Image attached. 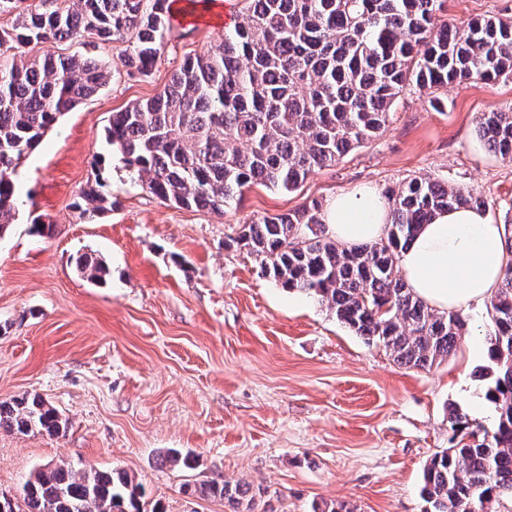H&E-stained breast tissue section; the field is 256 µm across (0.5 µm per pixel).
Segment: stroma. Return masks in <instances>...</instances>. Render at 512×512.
Returning a JSON list of instances; mask_svg holds the SVG:
<instances>
[{"mask_svg": "<svg viewBox=\"0 0 512 512\" xmlns=\"http://www.w3.org/2000/svg\"><path fill=\"white\" fill-rule=\"evenodd\" d=\"M149 76L112 77L65 114L17 172L22 201L0 240V401L37 395L66 421L57 436L0 430V493L47 463L122 469L165 512H224L193 494L209 481H245L260 512H424V468L451 445L458 408L472 425L497 413L484 352L487 306L467 313L455 351L427 370L396 362L306 293L282 288L236 242L240 225L294 211L365 184L377 191L429 177L471 189L497 224H512V162L476 134L481 113L512 106V78L449 85L443 107L406 92L391 124L293 192L254 185L224 215L177 208L131 179L105 137L114 112L158 94L189 55L231 29L244 0L219 7L178 0ZM101 178L112 209L93 223L73 203ZM51 224L31 233L34 219ZM102 258L103 284L76 259ZM176 450L194 468L163 464Z\"/></svg>", "mask_w": 512, "mask_h": 512, "instance_id": "35a3bbf8", "label": "stroma"}]
</instances>
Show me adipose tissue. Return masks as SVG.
Wrapping results in <instances>:
<instances>
[{
    "label": "adipose tissue",
    "instance_id": "obj_1",
    "mask_svg": "<svg viewBox=\"0 0 512 512\" xmlns=\"http://www.w3.org/2000/svg\"><path fill=\"white\" fill-rule=\"evenodd\" d=\"M324 222L337 242L351 246L384 237L388 201L375 189L358 187L328 204ZM512 253L503 225L470 207L437 212L402 250L399 267L413 293L440 311H466L491 297Z\"/></svg>",
    "mask_w": 512,
    "mask_h": 512
}]
</instances>
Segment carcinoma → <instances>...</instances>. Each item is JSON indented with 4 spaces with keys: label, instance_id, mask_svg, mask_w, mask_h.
I'll list each match as a JSON object with an SVG mask.
<instances>
[{
    "label": "carcinoma",
    "instance_id": "1",
    "mask_svg": "<svg viewBox=\"0 0 512 512\" xmlns=\"http://www.w3.org/2000/svg\"><path fill=\"white\" fill-rule=\"evenodd\" d=\"M0 0V233L15 218L14 176L58 119L111 77L98 52L124 44L126 74L146 76L169 31L168 0ZM240 22L205 52L189 57L155 97L112 113L108 143L143 190L165 203L224 214L244 189L297 190L385 130L412 88L432 92L466 81L512 78V20L493 15L457 27L448 0H245ZM78 43L82 53L30 56L37 46ZM484 146L512 161V109L477 119ZM99 180L74 209L88 221L112 209ZM391 220L375 243L339 245L326 235L322 202L240 226L236 242L282 287L309 294L336 319L390 351L401 365L430 369L455 350L466 323L428 307L407 288L401 251L433 212L484 207L471 191L415 177L389 189ZM82 272L103 281L102 261L84 255ZM494 365L486 397L491 429L471 428L458 409L448 422L459 441L424 474L425 512H493L512 498V263L491 298ZM59 412L38 396L0 403V429L56 435ZM229 512H254L245 482L196 489ZM145 487L121 470L82 472L45 466L24 483L26 512H164L143 508Z\"/></svg>",
    "mask_w": 512,
    "mask_h": 512
}]
</instances>
